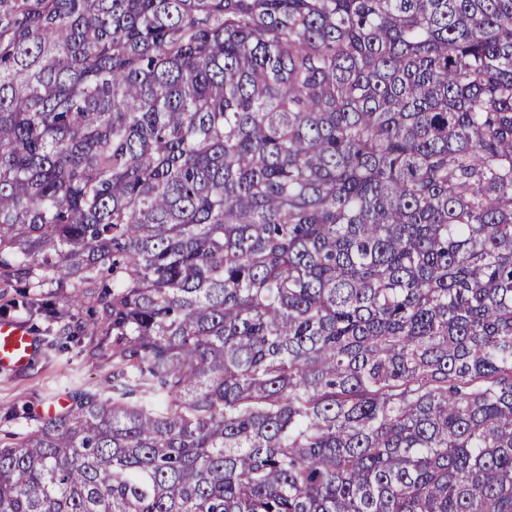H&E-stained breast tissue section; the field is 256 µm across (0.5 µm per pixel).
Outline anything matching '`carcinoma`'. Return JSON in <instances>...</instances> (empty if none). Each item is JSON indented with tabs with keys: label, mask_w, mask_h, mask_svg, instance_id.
<instances>
[{
	"label": "carcinoma",
	"mask_w": 512,
	"mask_h": 512,
	"mask_svg": "<svg viewBox=\"0 0 512 512\" xmlns=\"http://www.w3.org/2000/svg\"><path fill=\"white\" fill-rule=\"evenodd\" d=\"M48 276L112 375L0 434V512H512V0H0Z\"/></svg>",
	"instance_id": "carcinoma-1"
}]
</instances>
